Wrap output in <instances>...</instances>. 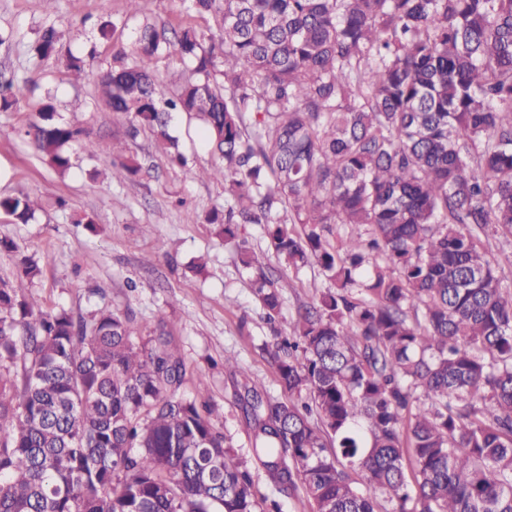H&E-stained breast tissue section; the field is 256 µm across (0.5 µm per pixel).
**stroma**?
<instances>
[{"label":"stroma","instance_id":"1","mask_svg":"<svg viewBox=\"0 0 512 512\" xmlns=\"http://www.w3.org/2000/svg\"><path fill=\"white\" fill-rule=\"evenodd\" d=\"M126 12V0H55L50 7L44 0H0V80L12 82L19 99L17 107L0 111V160L12 169L0 197L23 193L33 207L25 224L0 211V238L16 245L14 251H0V276H13L19 256L28 255L39 259L42 273L21 286L43 308L126 312L145 335L165 317L193 371L183 395L217 404L218 427L246 457L251 442L224 356L235 354L241 366L276 390L265 346L275 332H287L298 307L310 303L326 280L315 265L281 279L283 306L267 321L234 249L204 221L213 207L223 206V184L186 177L155 149L150 133L129 139L125 120L100 102L96 76L111 66L112 45L100 40L97 25L107 17L123 20ZM49 25L59 33L58 51L56 59L43 61L33 47ZM70 54L88 60L91 77L73 79L62 64ZM47 95L54 99L58 122L86 132L64 173L49 165L30 134L37 120L31 105ZM196 127L181 113L171 122L189 167L219 164ZM115 139L123 142L125 155L144 166L135 181H113L110 163L92 157L99 145ZM86 214L100 225L99 234L78 224Z\"/></svg>","mask_w":512,"mask_h":512}]
</instances>
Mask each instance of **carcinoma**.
<instances>
[{"mask_svg": "<svg viewBox=\"0 0 512 512\" xmlns=\"http://www.w3.org/2000/svg\"><path fill=\"white\" fill-rule=\"evenodd\" d=\"M138 27L100 97L186 160L174 113L223 159L205 217L235 248L268 319L265 271L327 281L270 350L280 394L240 372L251 462L165 332L126 313L44 311L0 279V512H512V293L485 240L512 238V0H194ZM58 33L34 46L48 58ZM175 55L185 76L159 82ZM56 169L84 130L33 105ZM133 159L112 179L134 180ZM24 223V194L0 200ZM261 224L267 250L242 233ZM345 229L330 238L332 225ZM41 274L23 257L16 279ZM411 457L406 471L405 455ZM270 495L259 496L258 476Z\"/></svg>", "mask_w": 512, "mask_h": 512, "instance_id": "cac0c4a2", "label": "carcinoma"}]
</instances>
